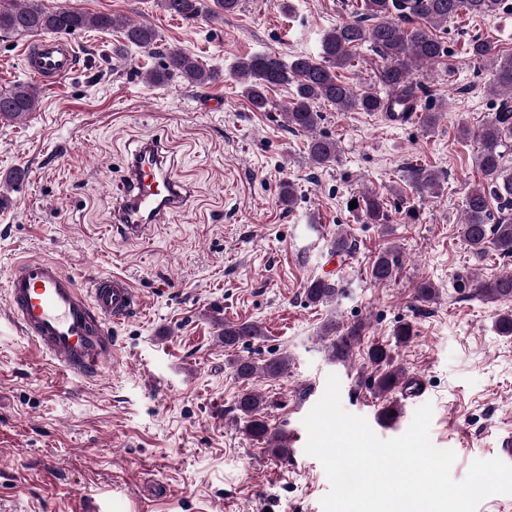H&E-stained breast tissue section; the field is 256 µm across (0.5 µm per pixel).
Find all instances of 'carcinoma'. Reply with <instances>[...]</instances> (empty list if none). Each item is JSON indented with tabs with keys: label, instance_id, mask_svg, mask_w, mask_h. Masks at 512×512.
<instances>
[{
	"label": "carcinoma",
	"instance_id": "obj_1",
	"mask_svg": "<svg viewBox=\"0 0 512 512\" xmlns=\"http://www.w3.org/2000/svg\"><path fill=\"white\" fill-rule=\"evenodd\" d=\"M504 0H360L357 17L343 21L328 30L321 42L318 56L296 55L284 61L272 53H255L239 59L232 76L242 86V93L251 106L265 112L272 106L267 92L272 88L291 87L292 96L281 106L288 130L308 135L307 150L311 163L325 168L336 162L337 143L315 133L322 120L318 104L328 103L340 112L390 114L416 111L417 84L414 71L426 64H436L448 55L444 42L436 34L448 21L465 13L471 17H489L502 9ZM240 0H160L161 8L172 16L195 18L205 13L214 17L231 15ZM117 30L121 44L112 48V55L122 57L129 47H136L160 56L158 67L146 73L153 85L175 80L190 87H205L218 78V73L206 68L184 49L159 43L157 31L146 23H136L120 15L89 14L68 7L47 10L39 0H23L20 4H0V33L21 36L72 34L81 30ZM368 46L381 60L377 70L378 83L385 89L360 91L339 79L338 71L355 66L357 51ZM468 54L490 63L494 70L492 92L501 96L498 110L475 135L479 150L475 163L483 176L482 183L469 191L463 218V238L469 249L479 255L492 249L503 257H512V172L504 163V148L512 140V54L502 55L490 43L478 37L468 43ZM39 89L32 83H16L0 91V120L18 121L39 109ZM409 185L419 194H435L440 189L438 174L426 167L408 170ZM497 202L502 216L492 221L491 202ZM362 218L368 224L383 227L390 223L384 198L373 192L362 194ZM401 268L400 252L394 246L382 249L370 267V278L386 282L396 277ZM471 289L472 295L497 303L512 300V272L490 279L469 277L458 284ZM348 284L327 277L310 280L304 288L308 303L327 305L338 302ZM438 289L428 279L414 285V299L429 303L437 298ZM364 327L355 323L343 327L334 321L327 323L323 335L330 338L329 348L334 359L346 361L360 346ZM265 336L257 322H224V347L231 348L245 339L258 340ZM364 359L380 370L372 389L386 397L398 389L403 378L399 368L392 367L391 347L373 342L363 352ZM291 360L286 355L269 358L259 364L249 358L234 361V372L243 382L259 375L275 379L288 371ZM267 400L252 389L240 392L235 402L244 431L255 440L274 444L271 451L284 455L280 445L284 433L271 431L265 420Z\"/></svg>",
	"mask_w": 512,
	"mask_h": 512
}]
</instances>
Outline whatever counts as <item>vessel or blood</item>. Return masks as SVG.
Segmentation results:
<instances>
[{
    "instance_id": "b4317fda",
    "label": "vessel or blood",
    "mask_w": 512,
    "mask_h": 512,
    "mask_svg": "<svg viewBox=\"0 0 512 512\" xmlns=\"http://www.w3.org/2000/svg\"><path fill=\"white\" fill-rule=\"evenodd\" d=\"M28 73L46 86L75 73L81 57L71 39L42 37L24 49ZM125 194L117 207V233L146 238L151 228L183 208L188 188L163 160L157 143H144L126 162ZM6 315L59 369L82 379L112 367V325L138 313L141 304L131 283L112 274L83 287L49 259H24L5 281Z\"/></svg>"
}]
</instances>
